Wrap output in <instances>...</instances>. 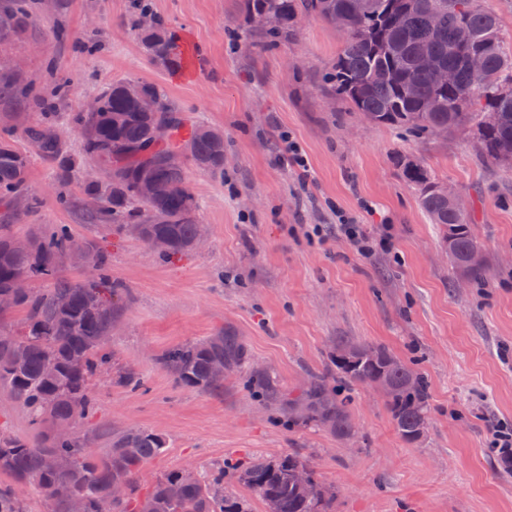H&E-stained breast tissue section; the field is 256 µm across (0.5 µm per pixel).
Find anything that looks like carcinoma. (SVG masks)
Returning <instances> with one entry per match:
<instances>
[{
    "label": "carcinoma",
    "instance_id": "obj_1",
    "mask_svg": "<svg viewBox=\"0 0 512 512\" xmlns=\"http://www.w3.org/2000/svg\"><path fill=\"white\" fill-rule=\"evenodd\" d=\"M246 22L256 15L265 18L262 30L274 35L294 31L302 14H315L344 34L343 47L326 76L328 90L352 104L378 124L431 134L442 126L450 130L476 131L482 154L493 162L512 164V45L501 30L499 19L481 5V0H364L358 13L352 0H243ZM29 27L26 0H14L0 12V39L18 38ZM141 42L157 64L175 62L173 42L165 27L153 19L151 28L139 29ZM480 54L488 81L471 84L467 55ZM456 71V84L440 87L435 71ZM118 82L99 94L102 106L96 112H74L71 124L81 136L80 153H70L58 137L54 106L34 99L37 112L23 127L31 149L57 165V184L67 185L74 173L95 162L104 178L84 183V192L95 200L89 214L92 224H122L131 227L144 243L163 237L168 259L193 248L201 238L197 205L185 168L166 163L177 148L186 151L198 169L214 177L224 176V133L211 129L201 135L199 125L186 126L160 90L139 83L138 94ZM155 99L158 109L144 112L138 99ZM429 97L439 101L434 112L423 111ZM404 180L419 192L422 209L439 226L443 240H451L458 258L480 246L472 232L471 216L455 214L448 200L435 189V180L421 163L401 165ZM150 178L158 193L150 201L138 192L139 180ZM27 157L15 149L10 131L0 135V198L26 193ZM15 235L0 228V294L11 291L20 276L39 279L47 288L28 289L14 307L24 313L18 331L0 334V388L27 410L31 421L51 422L44 443L33 444L12 433L0 432V474L14 483L34 482L47 501L70 512L74 499L84 512H98L102 499L112 494V485L123 482L126 495L112 502V512H140L151 503L157 512H252L247 497L224 496V471L203 482L188 480L182 470L171 471L137 494L142 469L160 456L166 439L145 429H127L112 435L110 450L99 456L85 451L89 434L81 431L95 413L97 399L92 378L104 368H115L120 382L138 388L141 378L118 366L110 349L112 317L120 308L121 288L103 252L84 241V255L92 274L73 279L66 262L73 260L75 235L67 225L51 234L29 237L30 245H13ZM464 278L481 282L487 265L453 264ZM336 368L350 383L375 388L385 386L383 396L400 438L419 439L428 424V386L407 363L382 345L340 342ZM248 359V350L234 333L222 330L199 342L176 345L158 359L176 384L218 394L224 380L215 377L213 366L229 370ZM349 401L329 388L326 376L317 375L301 397L288 400L301 422L323 427L340 438L353 434ZM54 455L65 465L51 468L46 456ZM311 463L299 455L277 461L256 459L236 475L238 483L258 496L267 512H330L334 495L315 475L302 490L293 480L294 469ZM0 512H23L9 487H0Z\"/></svg>",
    "mask_w": 512,
    "mask_h": 512
}]
</instances>
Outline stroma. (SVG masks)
Segmentation results:
<instances>
[{
	"label": "stroma",
	"instance_id": "1",
	"mask_svg": "<svg viewBox=\"0 0 512 512\" xmlns=\"http://www.w3.org/2000/svg\"><path fill=\"white\" fill-rule=\"evenodd\" d=\"M159 17L179 41L180 65L150 62L134 26ZM343 35L314 15L286 40L246 23L241 0H37L27 34L0 40V76L24 69L52 99L71 151L67 121L119 81L155 84L190 121L224 132V176L188 166L199 203L200 247L159 260L130 229L92 224L82 175L56 203L55 168L33 155L21 129L29 106L0 99V129L15 130L28 156L25 198L0 201V224L32 236L68 225L104 250L124 300L112 319L111 349L141 378L139 389L95 380L99 409L87 428L104 453L114 432L151 430L165 452L143 468V484L192 466L214 474L231 463L299 455L332 488V512H512V168L482 156L470 130L419 137L376 125L323 82ZM302 143L311 176L279 158L277 136ZM403 160L422 162L470 204L472 230L488 265L485 282L452 269L437 225L399 176ZM356 216L370 235L391 226V254L366 258L338 236L333 210ZM322 225L326 243L306 237ZM228 329L249 360L224 392L175 386L157 359L170 346ZM373 343L421 373L430 413L417 442L398 435L382 394L345 384L357 426L339 438L293 422L271 396L257 395L261 367L276 391L298 396L332 368L338 341Z\"/></svg>",
	"mask_w": 512,
	"mask_h": 512
}]
</instances>
